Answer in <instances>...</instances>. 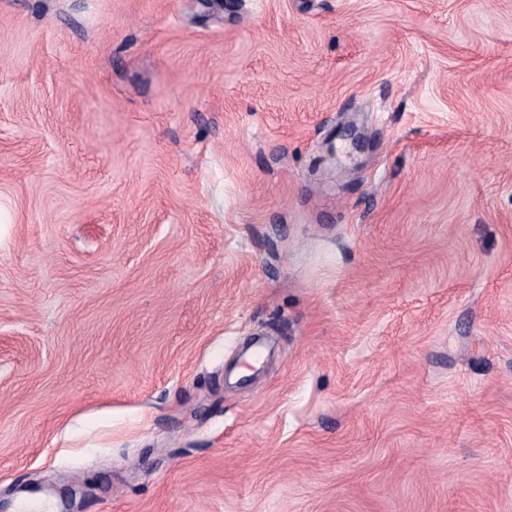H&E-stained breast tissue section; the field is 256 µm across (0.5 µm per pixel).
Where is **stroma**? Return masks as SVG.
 Returning a JSON list of instances; mask_svg holds the SVG:
<instances>
[{"instance_id": "1", "label": "stroma", "mask_w": 512, "mask_h": 512, "mask_svg": "<svg viewBox=\"0 0 512 512\" xmlns=\"http://www.w3.org/2000/svg\"><path fill=\"white\" fill-rule=\"evenodd\" d=\"M0 220V498L512 512V0H0Z\"/></svg>"}]
</instances>
